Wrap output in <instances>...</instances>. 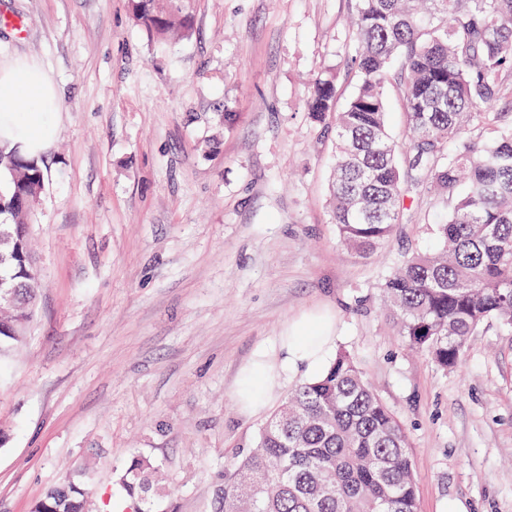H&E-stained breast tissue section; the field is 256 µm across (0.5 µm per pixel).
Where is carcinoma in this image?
<instances>
[{
  "label": "carcinoma",
  "mask_w": 512,
  "mask_h": 512,
  "mask_svg": "<svg viewBox=\"0 0 512 512\" xmlns=\"http://www.w3.org/2000/svg\"><path fill=\"white\" fill-rule=\"evenodd\" d=\"M354 47L344 61L359 77L335 111L336 83L314 79V124L336 139L332 223L361 259L384 246L395 225L415 218L414 198L447 208L437 246L403 259L380 284L396 335L443 370L457 366L472 336L496 321L512 331V114L494 111L512 80V0H355ZM133 23L159 42L189 36L184 0H130ZM401 68L392 72L394 59ZM399 90L404 142L388 130L385 85ZM0 356L21 342L39 276L28 245V214L40 197L39 163L0 149ZM405 428L340 350L318 378L290 393L261 426L254 449L224 463L215 512H418ZM160 464L134 451L115 497L129 512H174L154 486ZM86 481L49 489L33 512H87Z\"/></svg>",
  "instance_id": "obj_1"
}]
</instances>
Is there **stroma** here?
<instances>
[{
  "label": "stroma",
  "instance_id": "1",
  "mask_svg": "<svg viewBox=\"0 0 512 512\" xmlns=\"http://www.w3.org/2000/svg\"><path fill=\"white\" fill-rule=\"evenodd\" d=\"M191 5L190 37L162 47L129 0H0L30 21L0 24V66L37 62L62 105L28 216L33 318L0 358V512H32L86 461L104 512L134 448L160 462L175 512H213L225 460L298 384L247 415L242 370L306 320L331 321L406 428L419 512H512V332L485 324L443 371L380 308L384 275L434 249L444 207L425 196L366 261L330 219L335 139L310 124L308 90L332 73L337 109L352 97L355 0Z\"/></svg>",
  "mask_w": 512,
  "mask_h": 512
}]
</instances>
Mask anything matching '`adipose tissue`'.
<instances>
[{
  "label": "adipose tissue",
  "instance_id": "adipose-tissue-1",
  "mask_svg": "<svg viewBox=\"0 0 512 512\" xmlns=\"http://www.w3.org/2000/svg\"><path fill=\"white\" fill-rule=\"evenodd\" d=\"M59 110L50 80L35 64L20 61L0 69V146L39 158L55 137ZM334 341L321 328L280 337L276 355L261 356L249 369L240 396L243 409L251 412L262 406L278 381L321 375L330 362Z\"/></svg>",
  "mask_w": 512,
  "mask_h": 512
}]
</instances>
